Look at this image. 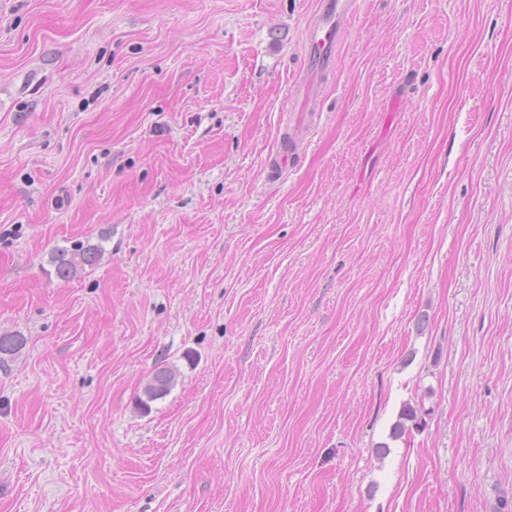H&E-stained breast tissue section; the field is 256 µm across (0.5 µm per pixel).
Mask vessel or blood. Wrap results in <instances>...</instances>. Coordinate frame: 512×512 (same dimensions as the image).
Instances as JSON below:
<instances>
[{"mask_svg": "<svg viewBox=\"0 0 512 512\" xmlns=\"http://www.w3.org/2000/svg\"><path fill=\"white\" fill-rule=\"evenodd\" d=\"M358 0H318L317 9L305 32L306 93H314L331 71L336 55L340 26L353 16Z\"/></svg>", "mask_w": 512, "mask_h": 512, "instance_id": "1", "label": "vessel or blood"}]
</instances>
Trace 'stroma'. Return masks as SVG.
<instances>
[{"label":"stroma","mask_w":512,"mask_h":512,"mask_svg":"<svg viewBox=\"0 0 512 512\" xmlns=\"http://www.w3.org/2000/svg\"><path fill=\"white\" fill-rule=\"evenodd\" d=\"M315 2L0 0V512L512 504V0ZM357 0H319L305 32V59L308 79L302 105L318 90L322 78L331 71L336 55L340 26L353 16ZM73 250L61 249L53 256V264L57 275L64 279H70L85 265H93L96 263L100 247H84L81 244H75ZM177 378L176 370L170 366H160L154 370L152 376L144 389L147 401L141 399L143 408H149V402L163 398L175 385ZM406 422H411L412 427L408 428ZM425 425V419L419 415L417 407L405 404L400 412L399 420L394 424L391 432L392 438H401L406 433V429L421 430Z\"/></svg>","instance_id":"stroma-1"}]
</instances>
